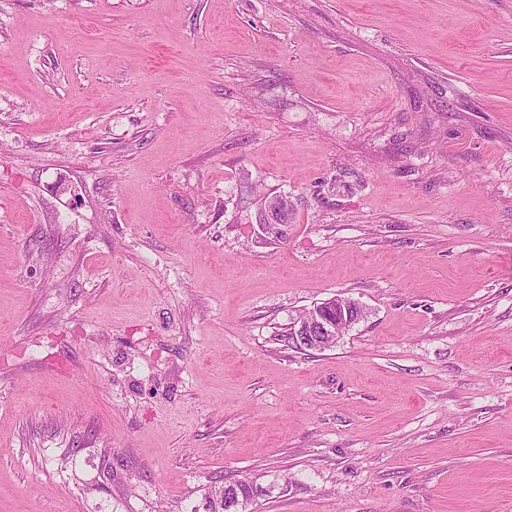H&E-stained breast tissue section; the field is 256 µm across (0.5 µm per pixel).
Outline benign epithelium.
<instances>
[{
	"label": "benign epithelium",
	"instance_id": "7a95c632",
	"mask_svg": "<svg viewBox=\"0 0 512 512\" xmlns=\"http://www.w3.org/2000/svg\"><path fill=\"white\" fill-rule=\"evenodd\" d=\"M336 303V318H331L316 305L309 310L306 318L294 323L293 340L298 347L311 350H325L336 345L346 331L360 322L365 311L358 302L338 297Z\"/></svg>",
	"mask_w": 512,
	"mask_h": 512
}]
</instances>
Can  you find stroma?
<instances>
[{"label":"stroma","instance_id":"stroma-1","mask_svg":"<svg viewBox=\"0 0 512 512\" xmlns=\"http://www.w3.org/2000/svg\"><path fill=\"white\" fill-rule=\"evenodd\" d=\"M227 481L512 512V0H0V512ZM335 303V320L326 314L321 305L324 303H321L310 309L304 320L293 324L292 338L298 344L297 347L311 350L334 347L350 327L364 318L365 311L358 302L349 298L336 297Z\"/></svg>","mask_w":512,"mask_h":512}]
</instances>
